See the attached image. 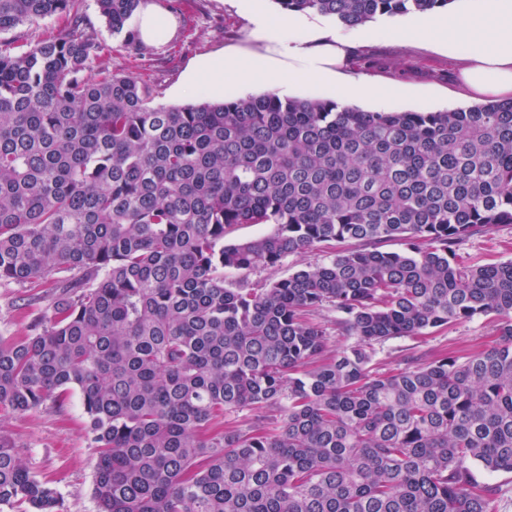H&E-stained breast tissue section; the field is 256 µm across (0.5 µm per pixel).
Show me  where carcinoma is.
<instances>
[{
	"label": "carcinoma",
	"instance_id": "1",
	"mask_svg": "<svg viewBox=\"0 0 512 512\" xmlns=\"http://www.w3.org/2000/svg\"><path fill=\"white\" fill-rule=\"evenodd\" d=\"M142 2L97 0L125 46ZM274 2L355 27L452 0ZM51 17L66 35L0 39V285L54 279L30 333L0 339V406L79 391L99 512H493L471 467L512 472V261L454 247L512 224V101L166 105L105 65L82 0H0V34ZM239 224L274 230L228 239ZM321 248L263 288L224 277ZM324 305L357 337L329 358ZM476 315L496 346L368 367L374 342ZM245 407L261 416L224 426ZM2 504L60 509L0 435Z\"/></svg>",
	"mask_w": 512,
	"mask_h": 512
}]
</instances>
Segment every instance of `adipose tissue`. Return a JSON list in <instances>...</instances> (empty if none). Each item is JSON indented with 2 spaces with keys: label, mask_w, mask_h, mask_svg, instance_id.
Returning <instances> with one entry per match:
<instances>
[{
  "label": "adipose tissue",
  "mask_w": 512,
  "mask_h": 512,
  "mask_svg": "<svg viewBox=\"0 0 512 512\" xmlns=\"http://www.w3.org/2000/svg\"><path fill=\"white\" fill-rule=\"evenodd\" d=\"M241 2L252 15L258 37L280 47L304 80L346 96H379L374 80L351 78L343 72L349 36L332 34L315 49L311 46L315 34L308 26L289 17L269 19L260 10L259 0ZM412 35L445 48L449 59L462 63L463 87L471 98L512 99V0H471L465 10L420 16L409 28L393 33L397 39ZM258 81L273 89L281 86V72L274 59L216 54L198 64L183 92L192 96L204 89L220 98L225 86Z\"/></svg>",
  "instance_id": "1"
}]
</instances>
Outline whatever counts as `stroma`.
<instances>
[{
  "label": "stroma",
  "instance_id": "stroma-1",
  "mask_svg": "<svg viewBox=\"0 0 512 512\" xmlns=\"http://www.w3.org/2000/svg\"><path fill=\"white\" fill-rule=\"evenodd\" d=\"M171 21L167 35L139 47H124L113 39L96 0H83V10L93 32L105 47L113 72L131 74L151 85L157 102L173 106L196 105L205 93L186 97L182 89L193 69L216 53L227 55H277V48L256 38L250 17L238 0H147ZM350 69L353 75L374 79L388 96L385 102L350 98V105L367 111L396 109L431 112L464 106L459 98V70L447 53L421 41L396 42L352 38ZM407 87L399 95L397 87ZM456 259L466 265L512 260V224L466 239L456 249ZM52 281L0 286V337L27 334L35 314L44 311ZM498 321L477 316L450 326L429 329L415 336H400L370 348L373 372L400 369L405 359H430L440 355L464 357L493 345ZM0 434L17 445L26 468L55 488L62 512H98L93 497L97 450L87 439L78 392L71 391L43 407L17 413L0 407Z\"/></svg>",
  "mask_w": 512,
  "mask_h": 512
}]
</instances>
